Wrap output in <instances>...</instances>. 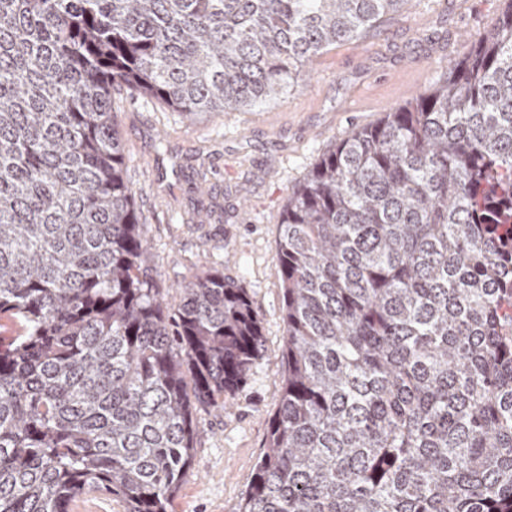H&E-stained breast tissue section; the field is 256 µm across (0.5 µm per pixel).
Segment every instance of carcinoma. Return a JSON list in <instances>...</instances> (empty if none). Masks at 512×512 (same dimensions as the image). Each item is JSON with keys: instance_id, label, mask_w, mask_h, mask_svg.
Here are the masks:
<instances>
[{"instance_id": "1", "label": "carcinoma", "mask_w": 512, "mask_h": 512, "mask_svg": "<svg viewBox=\"0 0 512 512\" xmlns=\"http://www.w3.org/2000/svg\"><path fill=\"white\" fill-rule=\"evenodd\" d=\"M404 0H0V512H167L193 405L263 335L245 289L143 264L112 91L272 101ZM286 341L236 512H512V0L426 94L330 150L279 231ZM70 512H126L124 504L113 496L100 492H88L78 496L70 506Z\"/></svg>"}]
</instances>
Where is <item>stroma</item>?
Returning <instances> with one entry per match:
<instances>
[{
	"label": "stroma",
	"mask_w": 512,
	"mask_h": 512,
	"mask_svg": "<svg viewBox=\"0 0 512 512\" xmlns=\"http://www.w3.org/2000/svg\"><path fill=\"white\" fill-rule=\"evenodd\" d=\"M503 7L405 0L376 29L316 55L306 85L194 123L155 98L113 93L149 241L145 270L169 311H177L183 284L219 270L245 288L263 333L246 383L223 408L196 404L192 465L168 512H235L266 451L286 340L278 226L292 186L342 139L434 86L495 27Z\"/></svg>",
	"instance_id": "stroma-1"
}]
</instances>
